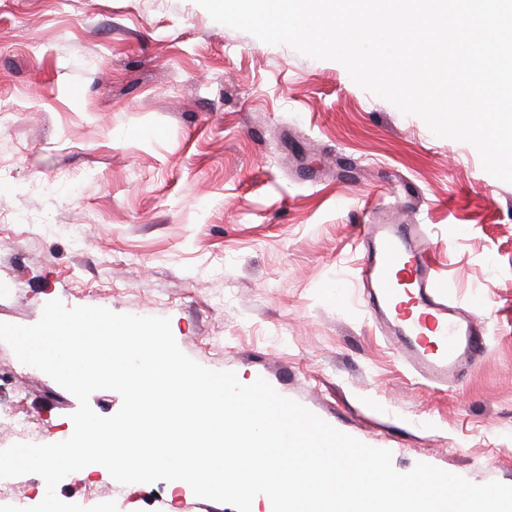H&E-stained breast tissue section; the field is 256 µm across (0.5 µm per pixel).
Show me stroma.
Wrapping results in <instances>:
<instances>
[{"mask_svg": "<svg viewBox=\"0 0 512 512\" xmlns=\"http://www.w3.org/2000/svg\"><path fill=\"white\" fill-rule=\"evenodd\" d=\"M0 322L45 304L169 318L181 351L264 378L398 472L512 485V184L470 144L333 60L215 22L195 0H0ZM419 224L487 351L427 386L365 307L369 203ZM340 281L344 299L327 291ZM74 395L0 342V408L31 443L73 432ZM93 474L60 500L235 512Z\"/></svg>", "mask_w": 512, "mask_h": 512, "instance_id": "obj_1", "label": "stroma"}]
</instances>
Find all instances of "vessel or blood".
I'll list each match as a JSON object with an SVG mask.
<instances>
[{"mask_svg":"<svg viewBox=\"0 0 512 512\" xmlns=\"http://www.w3.org/2000/svg\"><path fill=\"white\" fill-rule=\"evenodd\" d=\"M358 237L365 249L364 300L392 348L430 383L458 380L484 353V332L473 316L448 303L419 226L378 221L362 225Z\"/></svg>","mask_w":512,"mask_h":512,"instance_id":"1","label":"vessel or blood"}]
</instances>
